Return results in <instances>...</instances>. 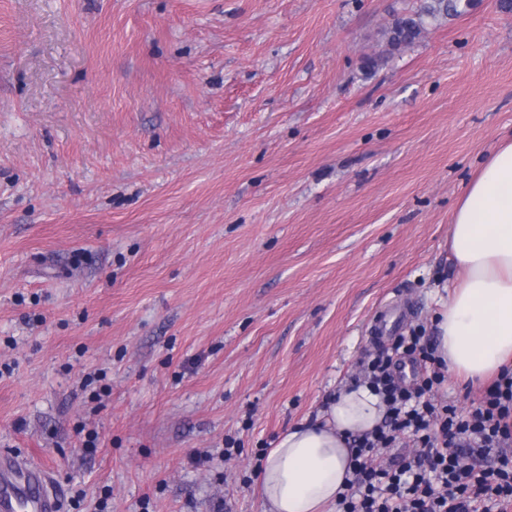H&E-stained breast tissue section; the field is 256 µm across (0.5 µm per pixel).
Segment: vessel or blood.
Masks as SVG:
<instances>
[{
    "label": "vessel or blood",
    "instance_id": "1",
    "mask_svg": "<svg viewBox=\"0 0 512 512\" xmlns=\"http://www.w3.org/2000/svg\"><path fill=\"white\" fill-rule=\"evenodd\" d=\"M38 463L0 456V512H59V500Z\"/></svg>",
    "mask_w": 512,
    "mask_h": 512
}]
</instances>
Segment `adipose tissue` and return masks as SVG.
<instances>
[{
    "mask_svg": "<svg viewBox=\"0 0 512 512\" xmlns=\"http://www.w3.org/2000/svg\"><path fill=\"white\" fill-rule=\"evenodd\" d=\"M448 244L459 279L436 317L437 354L449 371L486 378L512 367V140L460 198ZM385 411L368 384H345L321 418L281 434L260 468L264 512H334L352 471L350 440Z\"/></svg>",
    "mask_w": 512,
    "mask_h": 512,
    "instance_id": "1",
    "label": "adipose tissue"
}]
</instances>
